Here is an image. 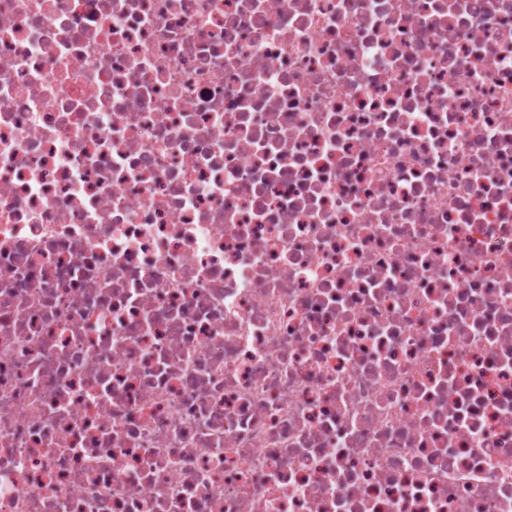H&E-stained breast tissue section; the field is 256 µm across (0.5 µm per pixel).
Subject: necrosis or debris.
Masks as SVG:
<instances>
[{"label":"necrosis or debris","instance_id":"obj_1","mask_svg":"<svg viewBox=\"0 0 512 512\" xmlns=\"http://www.w3.org/2000/svg\"><path fill=\"white\" fill-rule=\"evenodd\" d=\"M0 512H512V0H0Z\"/></svg>","mask_w":512,"mask_h":512}]
</instances>
